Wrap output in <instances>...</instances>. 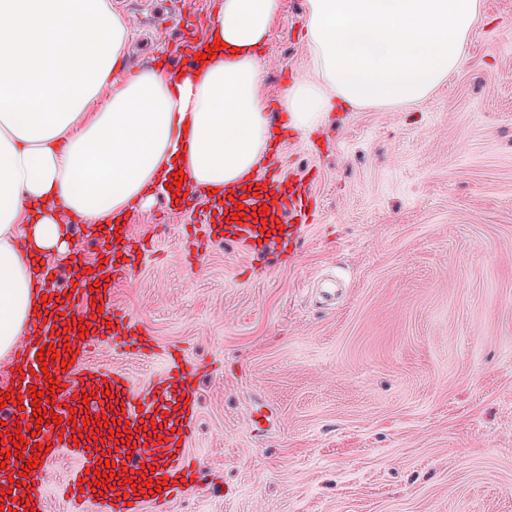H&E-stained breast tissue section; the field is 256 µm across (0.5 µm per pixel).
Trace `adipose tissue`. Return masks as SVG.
Returning a JSON list of instances; mask_svg holds the SVG:
<instances>
[{"label":"adipose tissue","mask_w":512,"mask_h":512,"mask_svg":"<svg viewBox=\"0 0 512 512\" xmlns=\"http://www.w3.org/2000/svg\"><path fill=\"white\" fill-rule=\"evenodd\" d=\"M281 7L223 0L199 46L205 62L119 81L130 28L112 0H0V357L41 324L33 264L64 251L62 215L120 225L156 188L175 192V172L220 200L258 172L275 136L258 54ZM480 10L481 0H306L314 77L281 91L289 126L425 100L462 66Z\"/></svg>","instance_id":"1"}]
</instances>
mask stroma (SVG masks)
I'll return each instance as SVG.
<instances>
[{"label": "stroma", "instance_id": "obj_1", "mask_svg": "<svg viewBox=\"0 0 512 512\" xmlns=\"http://www.w3.org/2000/svg\"><path fill=\"white\" fill-rule=\"evenodd\" d=\"M459 71L426 100L332 113L278 140L316 174L296 256L214 244L184 261L183 208L133 209L154 255L117 301L160 346L210 367L190 451L198 487L170 512H512V0H482ZM127 19V78L146 63L144 0ZM305 0H282L260 51L269 97L314 66ZM107 238L73 223L67 256L97 266ZM138 385L161 358L102 346ZM264 406L274 422L256 430Z\"/></svg>", "mask_w": 512, "mask_h": 512}]
</instances>
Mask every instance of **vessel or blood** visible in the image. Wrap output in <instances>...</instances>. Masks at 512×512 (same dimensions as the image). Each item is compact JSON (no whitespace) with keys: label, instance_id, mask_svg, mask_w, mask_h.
<instances>
[{"label":"vessel or blood","instance_id":"1","mask_svg":"<svg viewBox=\"0 0 512 512\" xmlns=\"http://www.w3.org/2000/svg\"><path fill=\"white\" fill-rule=\"evenodd\" d=\"M254 191L246 192L243 214L233 220L229 209L212 203L204 215L203 238L191 241L185 260L195 264L211 243L225 240L237 245L252 259L263 260L269 249L288 248L300 243V219L306 218L315 200L313 183L292 180L282 174L259 176ZM279 205L265 216L254 215V208L268 205L270 198ZM144 240H126L113 244L103 256L101 272L81 276V266L71 262L73 289L59 294L52 286L51 271L40 268L38 277L45 295L43 308L48 319L39 336L25 343L22 350L21 375L15 376L11 391L4 398L9 413L22 422L23 436H34L42 451L38 471H47L61 458L73 465L65 475L64 491L69 512H87L90 495H97V512H167L178 497L193 492L196 473L187 443L197 418L194 380L200 369L184 362L179 349L168 352L169 368L151 386H135L124 372L89 365L90 351L100 342L111 341L113 348L146 355L152 353L156 341L146 325L119 308L114 300L116 283L134 270L138 255L147 253ZM80 316L97 315L95 331L78 335ZM70 346L76 353L70 365L54 358L41 362L38 353L47 348L62 350ZM55 379L62 390L51 400L42 402L43 425H36L30 402L33 389H44L47 379ZM121 401L123 415H116L112 403ZM120 417L132 428L131 437H113L107 427H100L97 440L82 436L86 415ZM111 471L119 476L118 486L94 485L87 471ZM36 474L27 476L28 483L13 488L0 498V504L11 512H25L28 498H42L43 489L36 484Z\"/></svg>","mask_w":512,"mask_h":512}]
</instances>
